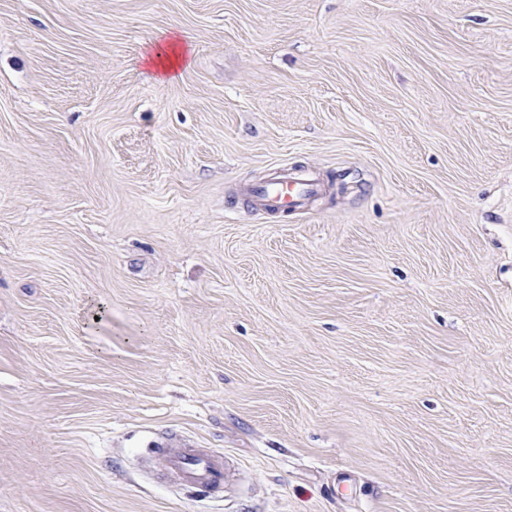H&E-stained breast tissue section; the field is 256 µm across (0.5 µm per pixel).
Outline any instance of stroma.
<instances>
[{
	"mask_svg": "<svg viewBox=\"0 0 512 512\" xmlns=\"http://www.w3.org/2000/svg\"><path fill=\"white\" fill-rule=\"evenodd\" d=\"M0 512H512V0H0ZM182 59V54L176 50V43L171 42L165 48H159L155 57L150 58V62L164 74H168L176 71ZM320 190V182L309 173L274 165L267 180L250 188L246 195L253 205L267 212L291 213L303 210ZM166 463L181 484L210 492L223 488L228 471L224 456L191 446L167 453Z\"/></svg>",
	"mask_w": 512,
	"mask_h": 512,
	"instance_id": "1",
	"label": "stroma"
}]
</instances>
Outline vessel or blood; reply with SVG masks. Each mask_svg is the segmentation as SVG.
Returning a JSON list of instances; mask_svg holds the SVG:
<instances>
[{
  "label": "vessel or blood",
  "instance_id": "vessel-or-blood-1",
  "mask_svg": "<svg viewBox=\"0 0 512 512\" xmlns=\"http://www.w3.org/2000/svg\"><path fill=\"white\" fill-rule=\"evenodd\" d=\"M321 190L320 182L303 171L272 166L265 182L250 188V202L271 213L298 212ZM167 468L183 485L215 492L223 488L228 466L223 456L187 446L167 453Z\"/></svg>",
  "mask_w": 512,
  "mask_h": 512
}]
</instances>
